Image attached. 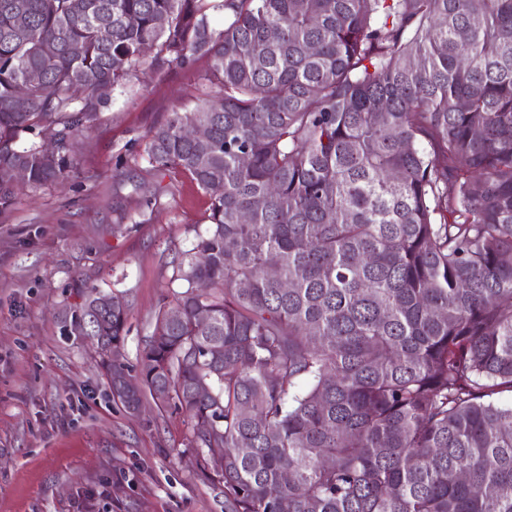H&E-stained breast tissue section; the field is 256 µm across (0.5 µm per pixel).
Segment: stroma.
<instances>
[{
	"mask_svg": "<svg viewBox=\"0 0 512 512\" xmlns=\"http://www.w3.org/2000/svg\"><path fill=\"white\" fill-rule=\"evenodd\" d=\"M207 67L132 77L67 182L23 188L0 212V512H224L183 413L148 397L131 416L74 319L89 288L121 297L123 359L137 366L210 206L189 177L151 167L148 134L209 93Z\"/></svg>",
	"mask_w": 512,
	"mask_h": 512,
	"instance_id": "stroma-1",
	"label": "stroma"
}]
</instances>
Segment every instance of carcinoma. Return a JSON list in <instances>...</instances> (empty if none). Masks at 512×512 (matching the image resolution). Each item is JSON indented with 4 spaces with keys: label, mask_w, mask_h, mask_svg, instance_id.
Returning <instances> with one entry per match:
<instances>
[{
    "label": "carcinoma",
    "mask_w": 512,
    "mask_h": 512,
    "mask_svg": "<svg viewBox=\"0 0 512 512\" xmlns=\"http://www.w3.org/2000/svg\"><path fill=\"white\" fill-rule=\"evenodd\" d=\"M14 2L0 172L31 188L144 67L209 62L220 96L146 150L208 224L138 370L118 297L96 335L124 406L190 420L224 512H512V0Z\"/></svg>",
    "instance_id": "carcinoma-1"
}]
</instances>
